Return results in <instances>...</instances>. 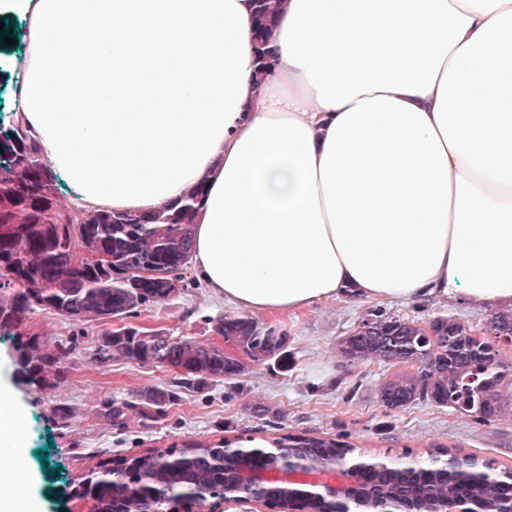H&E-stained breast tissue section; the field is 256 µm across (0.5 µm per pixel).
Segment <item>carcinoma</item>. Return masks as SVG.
<instances>
[{
	"label": "carcinoma",
	"instance_id": "1",
	"mask_svg": "<svg viewBox=\"0 0 512 512\" xmlns=\"http://www.w3.org/2000/svg\"><path fill=\"white\" fill-rule=\"evenodd\" d=\"M282 0H255V50L258 75L270 64L265 46ZM204 201L199 184L182 198L150 214L128 211L75 213L57 200V176L43 159L39 146L24 125L15 122L10 136L0 140V330L17 340V374L30 384H50L54 372L77 357L72 347L47 353L37 336L24 331L25 319L37 310L71 320L108 322L148 304H162L185 287L190 263L193 225ZM78 247L107 252L105 266H89L79 275L62 257ZM153 267L163 276L149 283L137 271ZM365 325L351 328L336 341L337 352L350 362L376 361L404 370L385 380L378 390L380 407L388 411L415 403L450 408L483 422L512 418V366L499 358V345L512 341V308L494 312L481 335L465 323L439 315L422 325L400 318L382 307L367 310ZM224 339L244 358L225 355L215 345L192 339L155 340L131 328L123 336L105 332L95 350L105 365L114 360L170 368L183 384L200 385L213 378L231 381L246 369L244 359L272 361L288 367L286 333L262 326L245 313L215 320ZM175 393L155 389L146 404L160 409ZM279 452L318 457L334 464L355 450L349 442L302 435L275 440ZM222 442H190L171 452L148 453L120 474L102 470L84 491L87 512H167L169 500L224 497L225 480L246 462L224 455ZM437 450L426 461L401 464L392 471L361 476L365 498L357 508L373 512L384 499L418 503L440 512L461 497L472 507L494 505L512 512V478L491 473L490 464L473 457L446 459ZM288 488L260 486L247 491L253 497L280 499Z\"/></svg>",
	"mask_w": 512,
	"mask_h": 512
}]
</instances>
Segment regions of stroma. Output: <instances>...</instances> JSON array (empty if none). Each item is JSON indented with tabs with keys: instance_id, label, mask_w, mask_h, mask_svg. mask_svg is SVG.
Masks as SVG:
<instances>
[{
	"instance_id": "35a3bbf8",
	"label": "stroma",
	"mask_w": 512,
	"mask_h": 512,
	"mask_svg": "<svg viewBox=\"0 0 512 512\" xmlns=\"http://www.w3.org/2000/svg\"><path fill=\"white\" fill-rule=\"evenodd\" d=\"M186 280L174 298L138 308L125 325L213 342V321L228 308L194 275ZM367 307L365 301L344 297L265 318V325L288 336L287 368L254 362L236 383L216 378L200 387L181 384L168 369L149 364H99L93 350L107 324L34 313L28 329L48 349L74 345L81 355L50 385H28L15 374V341L0 335V380L9 384L13 406L24 412L27 493L37 500L39 512H51L53 498L67 483L129 454L227 437L267 443L289 433L346 440L362 454L395 458L420 457L442 444L492 463L495 470L512 469V422L484 423L425 403L396 412L378 405L376 392L394 368L370 361L352 364L336 353L337 337ZM389 309L421 323L448 315L475 331L494 312L460 301L393 303ZM153 388L172 390L177 398L147 418L142 396ZM116 400L129 404L117 422L110 416Z\"/></svg>"
}]
</instances>
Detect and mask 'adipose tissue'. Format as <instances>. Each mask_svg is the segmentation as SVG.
Instances as JSON below:
<instances>
[{
	"label": "adipose tissue",
	"instance_id": "obj_1",
	"mask_svg": "<svg viewBox=\"0 0 512 512\" xmlns=\"http://www.w3.org/2000/svg\"><path fill=\"white\" fill-rule=\"evenodd\" d=\"M0 0L16 116L88 210L204 184L191 260L255 317L512 305V0ZM282 0H256L254 3L256 16L255 50L258 61V75L265 76L270 64V57L265 46L271 36Z\"/></svg>",
	"mask_w": 512,
	"mask_h": 512
}]
</instances>
